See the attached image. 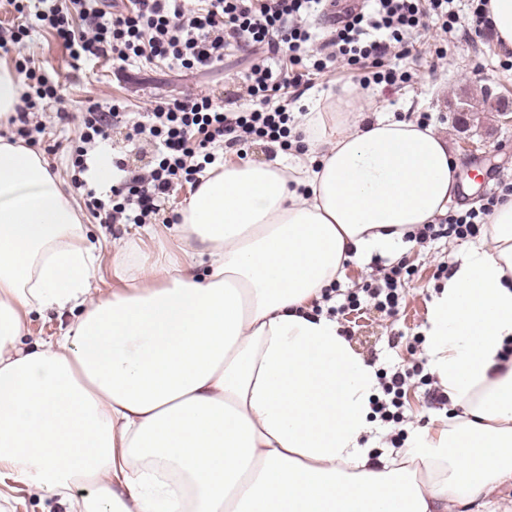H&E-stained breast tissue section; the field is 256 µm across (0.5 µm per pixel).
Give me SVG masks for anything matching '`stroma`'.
Segmentation results:
<instances>
[{"label":"stroma","mask_w":512,"mask_h":512,"mask_svg":"<svg viewBox=\"0 0 512 512\" xmlns=\"http://www.w3.org/2000/svg\"><path fill=\"white\" fill-rule=\"evenodd\" d=\"M450 8L462 24L468 19L470 0H452ZM461 24L448 32L430 25L408 59L411 79L380 91L397 118L414 121L420 113H427L437 133L447 138L457 160L460 185L448 204L452 210L477 207L483 202V185L471 184L468 194L462 190L463 183L468 182L469 166L481 167L489 179L512 181V58L500 55L495 35L470 37ZM27 52L36 63L45 66L47 76L68 83L74 109L108 95L124 100L131 113L145 111L154 101L187 91L202 90L224 98L227 89L240 82L251 61L250 56L234 51L225 57L223 66L210 70L132 63L126 65L125 77L119 80L111 64L103 61L85 63L80 70H73L72 60L51 32L43 28L31 31ZM79 134L77 123L54 125L36 135L32 148L57 176L82 221L85 237L103 255L95 287L105 291L119 287L115 272L122 264L114 256L121 242L127 240L134 241L143 254L164 249L173 259H180V244L171 225L102 224L86 209L81 194L75 193L70 183V150L77 145ZM469 245L466 239L444 238L423 244L400 243L383 257L349 260L337 281L345 293L382 278L385 268L396 259H403L409 270L401 278V300L395 313H382L366 300L355 323L338 316L353 351L365 362L389 372L411 367L414 360L428 359L426 345L417 344L416 339L428 326L434 295L447 281L446 276L437 275V267L444 262L454 263ZM427 391L419 377L408 379L405 403L411 423L387 426L376 419L372 430H388L390 444L397 446L412 433L442 426L456 409L449 405L441 409L430 406Z\"/></svg>","instance_id":"35a3bbf8"}]
</instances>
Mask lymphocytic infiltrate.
Here are the masks:
<instances>
[{"mask_svg":"<svg viewBox=\"0 0 512 512\" xmlns=\"http://www.w3.org/2000/svg\"><path fill=\"white\" fill-rule=\"evenodd\" d=\"M450 0H7L19 14L16 28L0 32V51L15 56V66L27 86L10 116L13 133L31 140L42 131L34 123L39 112L60 122L79 121V143L72 156V184L83 191L87 210L103 224H147L156 219L162 204L183 183L199 186L207 170L224 165L223 149L245 151L255 142L268 150H289L291 139L303 132L291 127L290 102L309 88V73L328 70L344 61L356 75L352 83L389 86L407 82L405 66L413 41L420 39L427 21L441 30L454 26ZM335 7L334 23L326 38H318L308 24L310 16ZM53 31L71 59L110 62L115 73L126 63L171 62L207 70L224 62L229 51H242L255 61L224 102L204 92H189L169 102L156 103L132 125L130 140L151 147L157 162L148 173L116 168L122 176L109 189L108 198L88 188V155L109 137L120 105L104 99L90 104L80 115L67 107L66 89L32 67L24 54L33 25ZM290 90L289 103L274 104L282 90ZM512 197V182H497L479 209L449 212L436 224L417 228L413 239L423 243L437 237L479 236L495 207ZM398 269L384 274L377 284L346 298L356 308L361 298L395 312L400 302ZM407 375L394 372L384 378V399L373 402L381 421L404 423Z\"/></svg>","mask_w":512,"mask_h":512,"instance_id":"f902f5d3","label":"lymphocytic infiltrate"}]
</instances>
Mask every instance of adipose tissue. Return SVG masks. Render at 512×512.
<instances>
[{
    "label": "adipose tissue",
    "mask_w": 512,
    "mask_h": 512,
    "mask_svg": "<svg viewBox=\"0 0 512 512\" xmlns=\"http://www.w3.org/2000/svg\"><path fill=\"white\" fill-rule=\"evenodd\" d=\"M337 102L346 114L298 117L311 159L225 164L174 227L182 259L137 260L107 296L57 177L0 138V502L76 489L73 512H495L512 480V199L429 309L463 421L370 459L376 373L321 313L325 290L445 216L457 163L432 127ZM37 308L81 314L22 346Z\"/></svg>",
    "instance_id": "obj_1"
}]
</instances>
